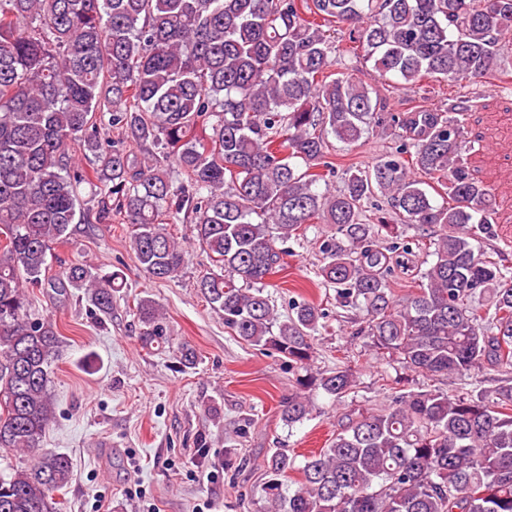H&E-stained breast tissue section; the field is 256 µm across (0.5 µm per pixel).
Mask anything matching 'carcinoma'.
<instances>
[{"label": "carcinoma", "mask_w": 512, "mask_h": 512, "mask_svg": "<svg viewBox=\"0 0 512 512\" xmlns=\"http://www.w3.org/2000/svg\"><path fill=\"white\" fill-rule=\"evenodd\" d=\"M507 54L512 0H0V448L39 447L56 416L62 336L32 312L34 289L82 288L110 316L125 286L122 272L86 264L50 274L83 184L95 223L116 212L135 226L131 249L155 280L186 264L163 216L191 215L224 267L199 280L224 328L302 369L324 313L292 300L282 317L261 285L308 224L334 227L318 277L362 314L356 335L370 346L430 377L512 369V272L469 242L493 237L496 195L473 174L483 145L465 131L475 89L512 95ZM359 57L428 104L382 109L388 88L349 72ZM427 78L470 92L446 98ZM112 130L118 138H104ZM371 134L384 141L372 163L328 161V137L357 147ZM335 175L340 184L320 191ZM408 226L431 235L420 263ZM136 316L144 345L168 344L154 301L140 299ZM354 383L347 368L297 378L282 421L310 416L305 393L340 398ZM509 407L503 386L491 398L416 391L355 411L303 464L283 448L266 457L270 512H512ZM70 480L69 459L42 452L0 475V512H60L54 494Z\"/></svg>", "instance_id": "cac0c4a2"}]
</instances>
